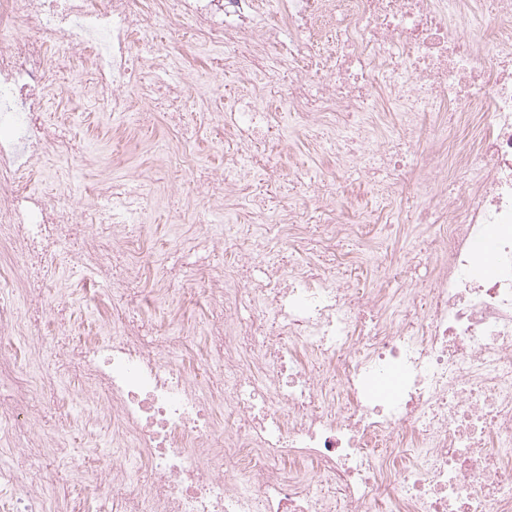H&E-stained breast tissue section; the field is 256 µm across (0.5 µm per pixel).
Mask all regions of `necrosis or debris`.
<instances>
[{
  "label": "necrosis or debris",
  "mask_w": 512,
  "mask_h": 512,
  "mask_svg": "<svg viewBox=\"0 0 512 512\" xmlns=\"http://www.w3.org/2000/svg\"><path fill=\"white\" fill-rule=\"evenodd\" d=\"M176 20L184 42L223 48L236 77L209 115L236 148L196 182L209 209L245 201L267 145L284 149L271 110L251 107L279 98L338 167L381 159L382 199L425 173L424 287L409 252L377 258L398 297L358 287L338 251L358 227L331 206L334 181L314 187L320 205L282 200L251 208L233 237H182L228 256L186 277L148 274L131 186L64 209L38 201L47 153L76 149L66 120L44 118L60 77L112 111L184 127L195 70L164 87L137 72L142 42H166ZM428 112L451 119L424 138ZM256 240L271 246L261 261L241 249ZM0 245L26 281L0 278V447L21 459L0 467V512H61L45 404L74 371L105 392L78 417L109 424L112 461L89 442L71 481L120 512H512V0H0ZM62 263L90 271L83 303L109 309L94 335L42 304ZM200 296L208 351L190 374L193 326L168 333L140 304Z\"/></svg>",
  "instance_id": "obj_1"
}]
</instances>
